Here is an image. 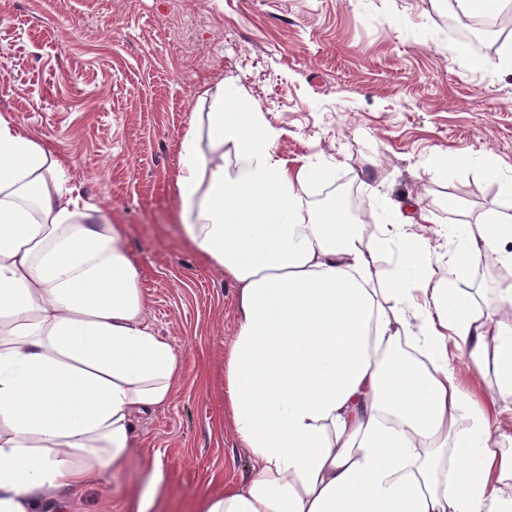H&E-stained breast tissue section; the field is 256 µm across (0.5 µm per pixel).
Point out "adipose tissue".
<instances>
[{
  "mask_svg": "<svg viewBox=\"0 0 512 512\" xmlns=\"http://www.w3.org/2000/svg\"><path fill=\"white\" fill-rule=\"evenodd\" d=\"M278 139L219 88L179 141L185 239L237 289L226 414L248 457L202 512H512V448L492 450L485 404L456 380L460 362L492 358L493 399L512 403V285L492 353L459 286L482 262L512 266V181L477 226H449L441 278L416 230L433 213L376 190L390 221L371 233L344 200L313 208L305 187L334 182L335 161L288 167ZM67 180L0 114V512H62L121 468L136 417L182 375L145 321L122 225Z\"/></svg>",
  "mask_w": 512,
  "mask_h": 512,
  "instance_id": "ef3b65f1",
  "label": "adipose tissue"
}]
</instances>
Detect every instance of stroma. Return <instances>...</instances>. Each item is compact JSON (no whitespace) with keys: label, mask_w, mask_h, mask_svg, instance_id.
Instances as JSON below:
<instances>
[{"label":"stroma","mask_w":512,"mask_h":512,"mask_svg":"<svg viewBox=\"0 0 512 512\" xmlns=\"http://www.w3.org/2000/svg\"><path fill=\"white\" fill-rule=\"evenodd\" d=\"M450 0H0V114L69 164V183L124 225L145 319L184 357L170 402L137 417L123 467L77 492L68 512H200L246 472L224 419L234 283L182 240L173 175L201 87L244 96L280 132L289 166L324 158L369 195L412 192L435 213L445 262L464 199L470 222L512 178V72L458 59L440 19ZM471 156L467 173L457 158Z\"/></svg>","instance_id":"1"}]
</instances>
